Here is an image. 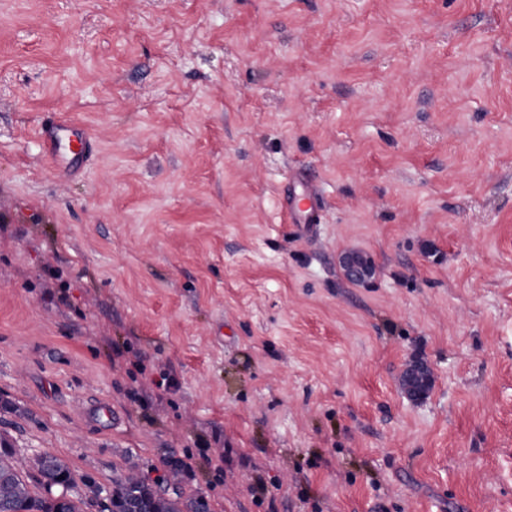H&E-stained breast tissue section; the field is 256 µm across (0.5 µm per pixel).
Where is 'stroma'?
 <instances>
[{
  "instance_id": "35a3bbf8",
  "label": "stroma",
  "mask_w": 512,
  "mask_h": 512,
  "mask_svg": "<svg viewBox=\"0 0 512 512\" xmlns=\"http://www.w3.org/2000/svg\"><path fill=\"white\" fill-rule=\"evenodd\" d=\"M1 435L210 512H512V0H0ZM291 178L304 188L301 193L288 196L282 206L284 224H318L321 221L322 209L318 192L300 170H293ZM340 264L344 275L354 283L369 281L373 270L365 264L356 251H348L341 255ZM402 372V383L407 396L414 401L425 399L429 391L426 387H420V384L429 385L431 371L428 366L411 359L405 364Z\"/></svg>"
}]
</instances>
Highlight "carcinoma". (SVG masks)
Returning <instances> with one entry per match:
<instances>
[{"mask_svg":"<svg viewBox=\"0 0 512 512\" xmlns=\"http://www.w3.org/2000/svg\"><path fill=\"white\" fill-rule=\"evenodd\" d=\"M166 482L176 486L173 495L159 493L146 484L134 460L112 481V490L94 491L105 494L103 508L114 512L123 501L133 498L140 503L141 512H196L198 499L186 497L178 489L180 469H170ZM73 488L75 480L69 464L48 452L32 457L18 455L13 448L0 447V500L11 504L12 512H84V501L76 495L61 501L54 488L57 485Z\"/></svg>","mask_w":512,"mask_h":512,"instance_id":"1","label":"carcinoma"}]
</instances>
